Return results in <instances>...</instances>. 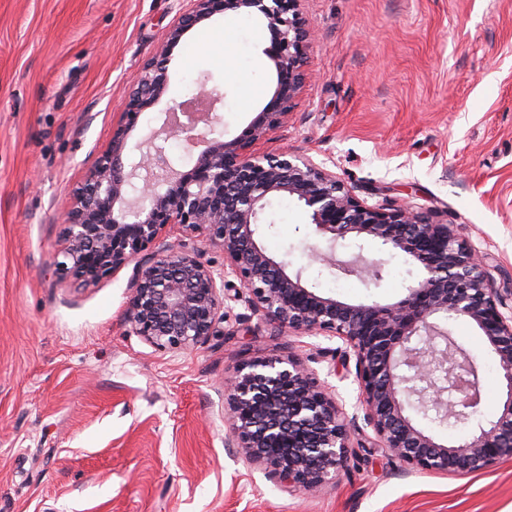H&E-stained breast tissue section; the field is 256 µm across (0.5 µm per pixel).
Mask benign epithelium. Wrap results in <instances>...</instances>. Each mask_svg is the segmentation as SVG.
<instances>
[{"label": "benign epithelium", "instance_id": "1", "mask_svg": "<svg viewBox=\"0 0 512 512\" xmlns=\"http://www.w3.org/2000/svg\"><path fill=\"white\" fill-rule=\"evenodd\" d=\"M154 56L139 85L123 102L112 138L74 193L65 216L59 274L90 286L153 249L152 262L136 269L125 321L131 331L159 348L199 345L224 319L225 278L246 291L248 309L279 334L336 337L344 355L355 357L359 405L377 447L420 471L470 473L512 456V315L507 298L493 287L485 258L458 240L436 213L411 206L384 208L359 200L336 175L306 158L264 154L259 143L288 118L304 81L310 32L301 0H190ZM219 13L261 17L270 36L263 53L274 62L272 97L247 127L225 141L214 136L217 119L186 139L203 144L192 167L181 171L163 143L180 124L165 113L161 126L135 156L128 140L141 116L167 91L173 48L193 28ZM286 194L308 212L327 250L315 259L364 283L382 279L381 265L357 254L336 257L338 242L358 247L375 241L402 252L421 271L406 294L390 304H352L318 292L302 273L270 256L259 241V219L269 198ZM178 226L224 253L215 269L187 248L164 243ZM463 319L483 336L502 371L503 397L496 416L464 442H440L407 414L415 408L441 421L459 420L479 404L478 371L469 353L441 327ZM226 443L267 468L280 483L319 490L343 471L358 413L348 414L336 394L309 376L300 359H253L224 378Z\"/></svg>", "mask_w": 512, "mask_h": 512}]
</instances>
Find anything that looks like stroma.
Here are the masks:
<instances>
[{
    "label": "stroma",
    "mask_w": 512,
    "mask_h": 512,
    "mask_svg": "<svg viewBox=\"0 0 512 512\" xmlns=\"http://www.w3.org/2000/svg\"><path fill=\"white\" fill-rule=\"evenodd\" d=\"M188 0H0V512H512V456L468 475L413 470L381 453L366 425L335 483L292 491L226 447L224 377L291 353L346 411L358 402L341 340L277 336L244 300H228L212 336L160 349L124 319L134 266L93 286L59 279L63 214L111 140L121 103ZM311 33L305 83L287 121L260 144L308 158L367 204L444 215L512 290V0H303ZM230 52L188 32L167 92L130 138L160 127L199 87L217 90V132L237 136L272 96L264 22L218 14ZM263 87L256 100L247 86ZM260 238L317 291L392 303L417 270L375 245L338 246L384 265L379 286L314 261L323 241L306 211L276 195ZM448 328L473 358L480 402L452 424L463 441L495 417L494 355L465 320Z\"/></svg>",
    "instance_id": "obj_1"
}]
</instances>
